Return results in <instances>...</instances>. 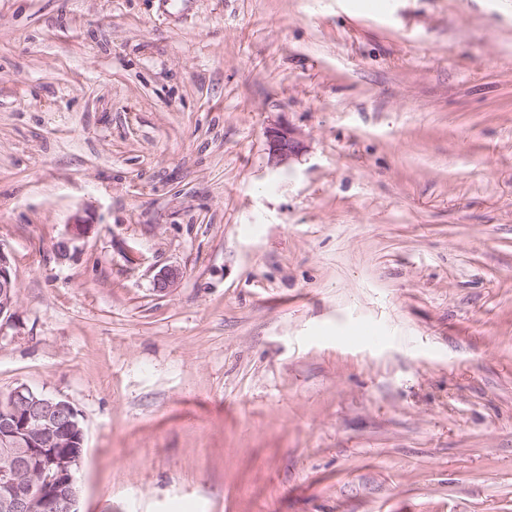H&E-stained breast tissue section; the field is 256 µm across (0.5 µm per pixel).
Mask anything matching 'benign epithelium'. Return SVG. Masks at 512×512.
<instances>
[{"label":"benign epithelium","mask_w":512,"mask_h":512,"mask_svg":"<svg viewBox=\"0 0 512 512\" xmlns=\"http://www.w3.org/2000/svg\"><path fill=\"white\" fill-rule=\"evenodd\" d=\"M269 162L287 163L302 149L292 129L276 125L265 131ZM91 230L89 224H70L54 244L58 258H66L76 241ZM180 278L177 268H165L154 285L164 293ZM16 303V281L7 253L0 249V319L10 320ZM84 428L73 405L26 384L0 398V512H78L75 475L84 459ZM22 471L33 473L21 483Z\"/></svg>","instance_id":"obj_1"}]
</instances>
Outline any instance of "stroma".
<instances>
[{
	"label": "stroma",
	"mask_w": 512,
	"mask_h": 512,
	"mask_svg": "<svg viewBox=\"0 0 512 512\" xmlns=\"http://www.w3.org/2000/svg\"><path fill=\"white\" fill-rule=\"evenodd\" d=\"M502 2L0 0V395L79 512H512ZM269 162L274 167L286 164L303 148L292 129L282 125L271 126L265 131ZM91 230L88 224H72L68 226L67 232L54 244L55 254L59 259H65L76 241L84 238ZM16 303V281L13 274L12 263L7 253L0 249V321L13 317ZM0 401V512H78L84 428L77 410L25 384ZM22 471L33 473L30 483Z\"/></svg>",
	"instance_id": "1"
}]
</instances>
